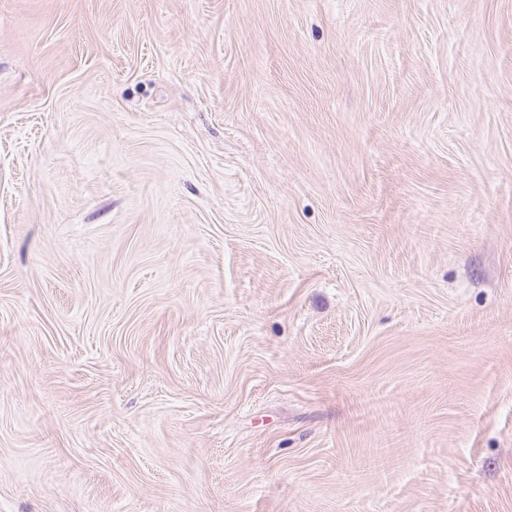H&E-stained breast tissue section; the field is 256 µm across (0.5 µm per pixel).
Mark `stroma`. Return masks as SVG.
I'll return each instance as SVG.
<instances>
[{"label":"stroma","mask_w":512,"mask_h":512,"mask_svg":"<svg viewBox=\"0 0 512 512\" xmlns=\"http://www.w3.org/2000/svg\"><path fill=\"white\" fill-rule=\"evenodd\" d=\"M0 512H512V0H0Z\"/></svg>","instance_id":"1"}]
</instances>
